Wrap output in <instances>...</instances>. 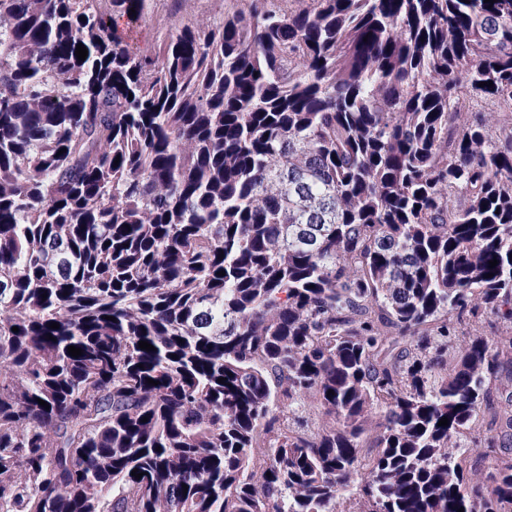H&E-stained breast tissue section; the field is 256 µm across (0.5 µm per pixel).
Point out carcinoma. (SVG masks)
Segmentation results:
<instances>
[{"label":"carcinoma","mask_w":512,"mask_h":512,"mask_svg":"<svg viewBox=\"0 0 512 512\" xmlns=\"http://www.w3.org/2000/svg\"><path fill=\"white\" fill-rule=\"evenodd\" d=\"M151 2L0 0V512H512V0ZM170 4V0H157L152 6V19H147L146 23L130 32L129 42L140 48L148 47L160 30L157 21L168 12Z\"/></svg>","instance_id":"obj_1"}]
</instances>
